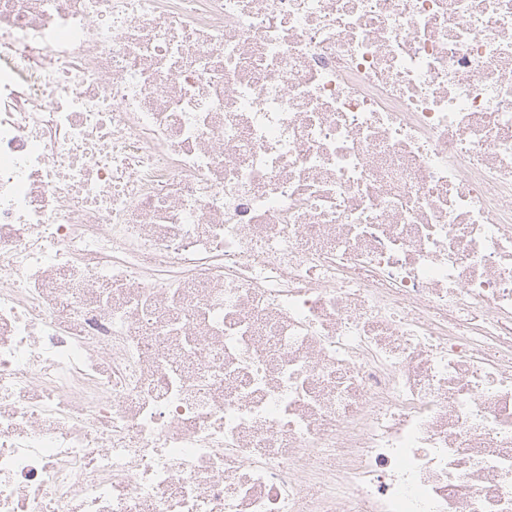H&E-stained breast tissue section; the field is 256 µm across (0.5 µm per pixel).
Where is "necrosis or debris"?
<instances>
[{
	"mask_svg": "<svg viewBox=\"0 0 512 512\" xmlns=\"http://www.w3.org/2000/svg\"><path fill=\"white\" fill-rule=\"evenodd\" d=\"M0 512H512V0H0Z\"/></svg>",
	"mask_w": 512,
	"mask_h": 512,
	"instance_id": "4bbe7bcc",
	"label": "necrosis or debris"
}]
</instances>
